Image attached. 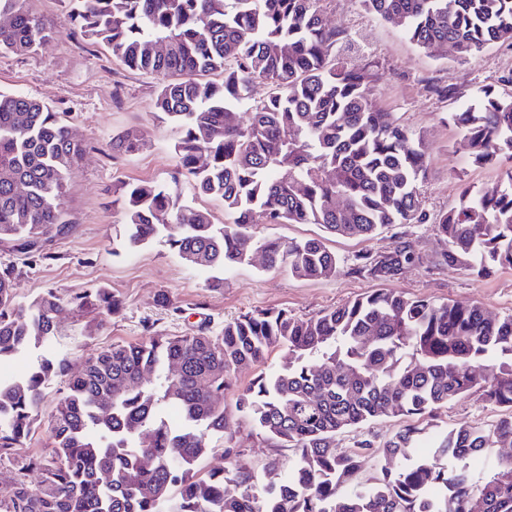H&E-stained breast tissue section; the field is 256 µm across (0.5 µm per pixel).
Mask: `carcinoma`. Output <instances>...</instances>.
<instances>
[{
  "label": "carcinoma",
  "mask_w": 512,
  "mask_h": 512,
  "mask_svg": "<svg viewBox=\"0 0 512 512\" xmlns=\"http://www.w3.org/2000/svg\"><path fill=\"white\" fill-rule=\"evenodd\" d=\"M71 2L75 33L159 81L156 115L178 135L169 184L121 187L128 248L159 240L194 269L230 270L246 261L250 240L266 268L317 280L339 272L323 239L257 240L255 226L319 224L365 239L392 224L427 223L418 200L424 144L379 105L376 74L343 62L348 35L324 22L321 0ZM362 2L431 53L450 48L466 60L512 43V0ZM0 15L10 17L0 51L30 53L52 37L25 0H0ZM257 80L270 95L236 117ZM426 89L442 101L459 97L452 85ZM448 118L473 163L512 159L511 95L482 87L475 104ZM144 147L136 128L112 136L116 154ZM83 151L64 113L0 92V240L50 258L45 245L73 230L63 218L65 187ZM184 179L224 202V223L180 204ZM435 228L448 264L476 277L512 268V166L490 186H465ZM420 263L414 243L401 240L358 255L350 271L391 281ZM14 279V269L0 268V361L49 348L62 304L51 290L20 300ZM69 304L103 317L120 307L106 288ZM275 349L285 351L282 362L224 405L230 374L266 363ZM56 378L67 388L46 426L53 447L22 454ZM475 393L504 414L436 430L426 453L411 455L425 433L412 424L383 441L336 446L350 428L431 417ZM166 403L180 409V425L162 418ZM232 414L296 449L290 470L273 462L256 472L227 431ZM1 416L0 464L12 477L0 483V512H512V455L496 452L512 447V314L383 288L306 319L268 310L228 321L217 335L113 343L74 373L67 357H45L19 378L0 377ZM213 433L224 435V468L200 474ZM367 459L379 462L381 477L353 483Z\"/></svg>",
  "instance_id": "carcinoma-1"
}]
</instances>
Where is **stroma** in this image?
I'll use <instances>...</instances> for the list:
<instances>
[{"label":"stroma","mask_w":512,"mask_h":512,"mask_svg":"<svg viewBox=\"0 0 512 512\" xmlns=\"http://www.w3.org/2000/svg\"><path fill=\"white\" fill-rule=\"evenodd\" d=\"M27 8L45 21L54 36L25 55L0 53V91L22 93L66 113L73 139L86 151L66 185L65 219L73 224V231L47 244L50 257L46 260L17 250L12 242L0 241V267H14L16 292L23 301L49 289L69 298L92 288H106L121 300L122 307L102 319L63 306L51 349L32 347L5 359L8 375L23 374L49 351L67 356L77 367L96 349L138 343L156 332L185 334L203 328L214 334L225 322L245 314L285 309L298 317H310L340 307L384 286L383 281L352 273L356 256L390 251L404 237L412 239L422 263L404 269L392 281V288L412 297L478 303L495 313H512V268L477 278L449 267L446 246L430 222L394 224L368 239L332 236L317 224L257 226L260 238H324L339 260L340 271L319 281L296 278L285 269H266L255 256L222 272L223 287L213 288L209 285L213 272L190 268L164 244L127 248L122 238V209L115 202L119 186L142 180L168 183L176 164L175 134L157 120L153 110L158 81L117 64L105 45L74 35L65 0H28ZM322 10L329 26L352 37L348 62L374 63L379 104L422 136L427 168L419 185V201L429 218L454 206L463 185L484 187L498 181L501 166L474 165L468 153L459 149L460 133L447 115L474 104L475 93L482 87L512 93V84L504 80L512 72V44H493L462 62L451 54H428L399 28L367 10L362 0H322ZM429 82L455 86L461 96L452 103L439 100L426 91ZM130 127L142 130L147 147L132 156L113 154V135ZM164 295L172 305L183 308V317H175L170 308L160 305ZM499 415V408L473 394L439 410L433 423L447 429L460 423L492 421ZM230 427L245 435L244 455L254 468L270 461L285 468L295 463L294 449L253 434L244 419L232 418Z\"/></svg>","instance_id":"obj_1"}]
</instances>
